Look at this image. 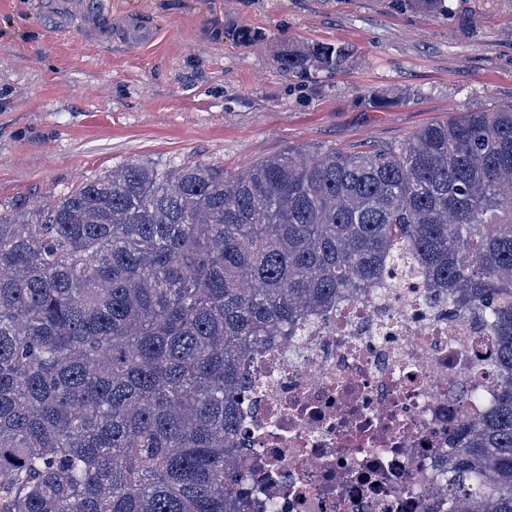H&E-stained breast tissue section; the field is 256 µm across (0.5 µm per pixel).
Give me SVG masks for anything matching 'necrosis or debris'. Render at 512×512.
<instances>
[{
	"label": "necrosis or debris",
	"instance_id": "obj_1",
	"mask_svg": "<svg viewBox=\"0 0 512 512\" xmlns=\"http://www.w3.org/2000/svg\"><path fill=\"white\" fill-rule=\"evenodd\" d=\"M424 293L389 274L253 356L251 512H448V432L493 409L499 374L482 322Z\"/></svg>",
	"mask_w": 512,
	"mask_h": 512
}]
</instances>
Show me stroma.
Returning a JSON list of instances; mask_svg holds the SVG:
<instances>
[{
    "label": "stroma",
    "instance_id": "1",
    "mask_svg": "<svg viewBox=\"0 0 512 512\" xmlns=\"http://www.w3.org/2000/svg\"><path fill=\"white\" fill-rule=\"evenodd\" d=\"M0 0V213L130 161L230 171L283 150L407 142L512 103V0ZM261 34L245 44L244 32ZM348 46L298 79L274 57Z\"/></svg>",
    "mask_w": 512,
    "mask_h": 512
}]
</instances>
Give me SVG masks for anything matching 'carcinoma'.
Listing matches in <instances>:
<instances>
[{"label": "carcinoma", "mask_w": 512, "mask_h": 512, "mask_svg": "<svg viewBox=\"0 0 512 512\" xmlns=\"http://www.w3.org/2000/svg\"><path fill=\"white\" fill-rule=\"evenodd\" d=\"M396 264L492 336L497 401L449 434L448 493L451 512H512V105L495 104L380 150L132 161L0 215V512H246L250 355Z\"/></svg>", "instance_id": "obj_1"}]
</instances>
